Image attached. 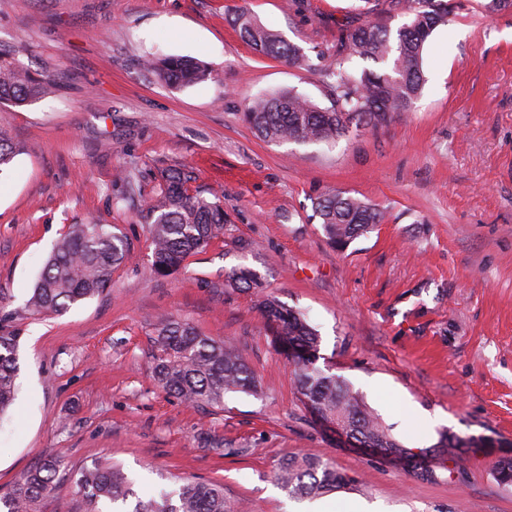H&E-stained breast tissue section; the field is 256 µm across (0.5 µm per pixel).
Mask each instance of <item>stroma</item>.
<instances>
[{
	"instance_id": "1",
	"label": "stroma",
	"mask_w": 512,
	"mask_h": 512,
	"mask_svg": "<svg viewBox=\"0 0 512 512\" xmlns=\"http://www.w3.org/2000/svg\"><path fill=\"white\" fill-rule=\"evenodd\" d=\"M485 2L450 0L451 21L424 47L418 99L331 148L265 142L243 112L288 88L328 107L320 72L335 67L364 0H0V46L62 77L33 104L0 112L26 147L0 177V300L20 330L0 493L56 453L75 467L118 461L140 497L182 476L222 483L244 512H302L273 475L311 455L357 479L326 503L512 512V486L496 481L512 460V8L490 13ZM242 11L300 47L311 69L257 55L232 24ZM171 55L202 61L211 77L175 87L139 65ZM168 167L220 192L227 222L223 238L160 277L141 209ZM336 190L386 213L341 251L312 218L314 201ZM89 221L129 245L111 290L60 316L25 314L53 245ZM240 265L261 290L225 289ZM263 291L307 317L324 364L406 447L445 431L463 440L460 469L409 472L310 423L264 331ZM165 319L233 343L262 395L230 393L220 407L168 395L150 346Z\"/></svg>"
}]
</instances>
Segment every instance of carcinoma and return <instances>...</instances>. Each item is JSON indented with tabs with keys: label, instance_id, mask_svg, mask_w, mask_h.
<instances>
[{
	"label": "carcinoma",
	"instance_id": "cac0c4a2",
	"mask_svg": "<svg viewBox=\"0 0 512 512\" xmlns=\"http://www.w3.org/2000/svg\"><path fill=\"white\" fill-rule=\"evenodd\" d=\"M363 17L353 16L337 51L336 67L322 73L332 97L321 108L294 89L263 95L250 102L243 116L259 138L278 144L334 145L352 129L376 128L395 112L408 109L419 96L424 75L422 52L432 31L448 23V0H365ZM405 15L409 21L397 29L386 15ZM233 25L240 38L257 54L305 66L308 59L280 33L246 12ZM354 57L375 64L357 75L346 62ZM145 68L165 82L188 87L210 72L196 59L168 56L145 62ZM54 83L32 72L19 56L0 49V105L24 107L52 89ZM24 145L0 128V173L23 153ZM157 192L143 209L152 246L151 270L157 275L177 272L186 259L224 236V206L212 193L190 191L193 172L180 167L160 171ZM328 243L344 249L355 239L383 223L385 215L375 205L342 191L331 192L313 205ZM123 235L108 224H75L53 248L26 301L31 316L62 315L74 304L98 296L112 287V274L127 259ZM224 287L250 290L261 287L260 277L247 266L224 275ZM273 348L291 371L299 400L311 422L331 434L345 435L363 448H383L405 460L417 455L443 456L460 468L456 449L462 440L443 433L438 443L415 453L405 447L366 405L362 396L329 367H320L319 336L298 310L274 296L259 303ZM19 329L11 315H0V418L13 405L18 372ZM152 372L156 383L188 405L224 406L227 393L257 396L261 387L254 371L230 343L205 336L188 323L164 320L151 336ZM75 475L83 512H104L105 504L126 503L133 495L132 481L123 467L94 459L78 468L57 454L23 473L8 492L0 493V512H39L41 500L60 477ZM275 479L295 496H315L355 477L336 471L314 456L289 458ZM178 487L160 496L137 498L131 512H238L224 500V488L182 477Z\"/></svg>",
	"mask_w": 512,
	"mask_h": 512
}]
</instances>
